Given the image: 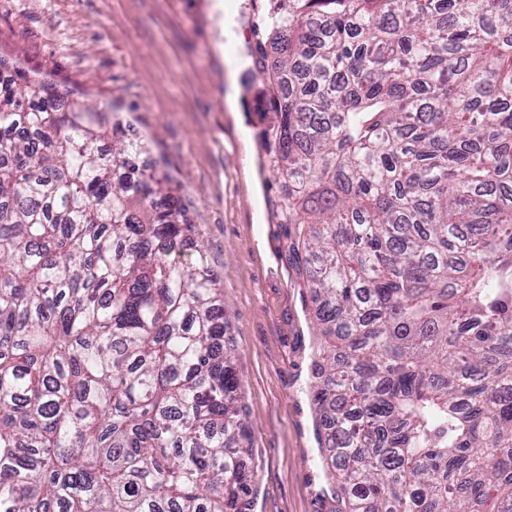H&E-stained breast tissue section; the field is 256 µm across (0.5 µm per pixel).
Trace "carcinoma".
Wrapping results in <instances>:
<instances>
[{
    "label": "carcinoma",
    "mask_w": 512,
    "mask_h": 512,
    "mask_svg": "<svg viewBox=\"0 0 512 512\" xmlns=\"http://www.w3.org/2000/svg\"><path fill=\"white\" fill-rule=\"evenodd\" d=\"M329 512H512V0H277ZM0 62V512H249L221 288L117 116ZM112 130V149L99 146Z\"/></svg>",
    "instance_id": "obj_1"
}]
</instances>
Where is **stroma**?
Returning a JSON list of instances; mask_svg holds the SVG:
<instances>
[{"label": "stroma", "mask_w": 512, "mask_h": 512, "mask_svg": "<svg viewBox=\"0 0 512 512\" xmlns=\"http://www.w3.org/2000/svg\"><path fill=\"white\" fill-rule=\"evenodd\" d=\"M0 0V58L117 111L177 187L224 294L251 430L253 512H325L309 394L313 303L288 260L281 179L262 169L276 114L254 65L269 31L236 0ZM239 49L237 67L224 42Z\"/></svg>", "instance_id": "35a3bbf8"}]
</instances>
